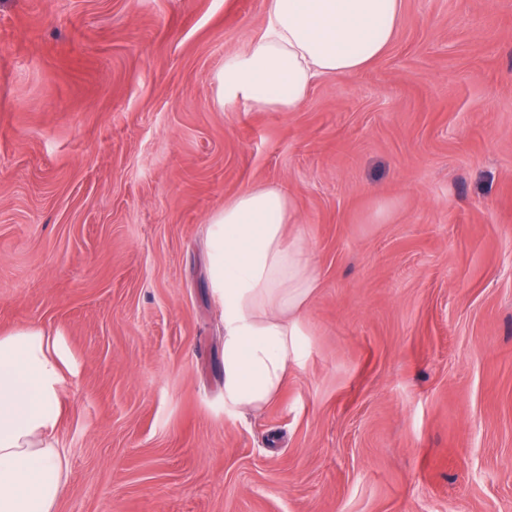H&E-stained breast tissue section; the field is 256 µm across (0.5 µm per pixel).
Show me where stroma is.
<instances>
[{
    "label": "stroma",
    "mask_w": 512,
    "mask_h": 512,
    "mask_svg": "<svg viewBox=\"0 0 512 512\" xmlns=\"http://www.w3.org/2000/svg\"><path fill=\"white\" fill-rule=\"evenodd\" d=\"M266 0H0V332H60L56 512H512V0H402L293 112L215 102ZM278 183L319 286L224 405L208 228Z\"/></svg>",
    "instance_id": "1"
}]
</instances>
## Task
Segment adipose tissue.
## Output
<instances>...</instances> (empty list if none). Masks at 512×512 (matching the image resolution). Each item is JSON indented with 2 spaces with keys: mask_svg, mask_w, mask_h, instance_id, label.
<instances>
[{
  "mask_svg": "<svg viewBox=\"0 0 512 512\" xmlns=\"http://www.w3.org/2000/svg\"><path fill=\"white\" fill-rule=\"evenodd\" d=\"M401 0H266L261 35L225 60L217 101L292 112L313 82L368 68L392 43ZM295 208L275 183L249 186L210 218V284L224 322V404L260 410L300 363V315L317 288ZM73 373L58 332L0 335V512H55L67 464L49 437Z\"/></svg>",
  "mask_w": 512,
  "mask_h": 512,
  "instance_id": "1",
  "label": "adipose tissue"
}]
</instances>
